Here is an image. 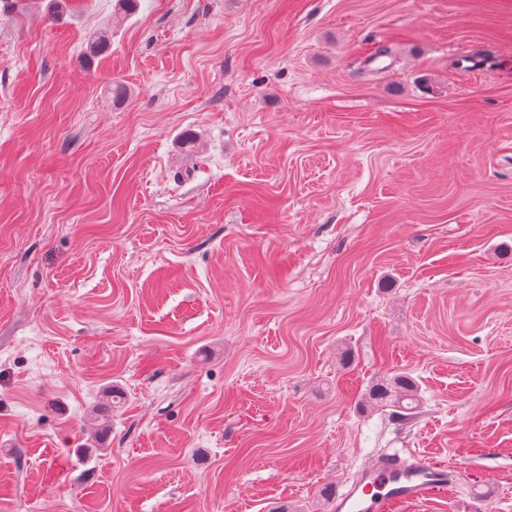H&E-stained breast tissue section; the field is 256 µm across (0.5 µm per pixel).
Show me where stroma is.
I'll use <instances>...</instances> for the list:
<instances>
[{"label":"stroma","mask_w":512,"mask_h":512,"mask_svg":"<svg viewBox=\"0 0 512 512\" xmlns=\"http://www.w3.org/2000/svg\"><path fill=\"white\" fill-rule=\"evenodd\" d=\"M115 3L0 0V512H512V0ZM367 397L371 403L381 407H395L410 410L419 404L418 385L415 380L405 373H397L383 377L373 383ZM452 470L416 456L412 460L379 457L363 466L337 496L336 512H386L399 504L429 501L448 488ZM334 510V511H335Z\"/></svg>","instance_id":"obj_1"}]
</instances>
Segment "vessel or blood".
<instances>
[{"mask_svg":"<svg viewBox=\"0 0 512 512\" xmlns=\"http://www.w3.org/2000/svg\"><path fill=\"white\" fill-rule=\"evenodd\" d=\"M448 467L417 456L409 460L380 457L359 469L337 496L336 512H391L399 504L429 501L447 489Z\"/></svg>","mask_w":512,"mask_h":512,"instance_id":"vessel-or-blood-1","label":"vessel or blood"}]
</instances>
